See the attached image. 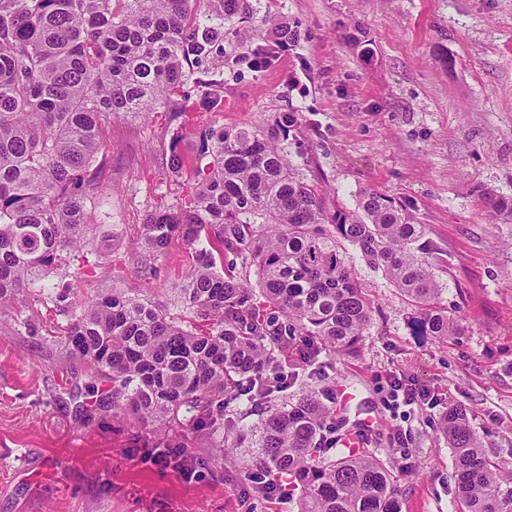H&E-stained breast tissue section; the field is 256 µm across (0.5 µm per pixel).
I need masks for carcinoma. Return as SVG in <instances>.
<instances>
[{
    "label": "carcinoma",
    "mask_w": 512,
    "mask_h": 512,
    "mask_svg": "<svg viewBox=\"0 0 512 512\" xmlns=\"http://www.w3.org/2000/svg\"><path fill=\"white\" fill-rule=\"evenodd\" d=\"M0 0V310L40 304L65 318L58 336L73 359L112 384V407L146 425L182 419L196 433L244 434L224 405L239 396L263 406L250 429L256 467L299 493V512H401L392 475L366 451L325 446L330 407L317 394L273 403L269 372L293 379L281 354L301 338L309 360L323 352L359 353L373 303L336 238L348 241L418 307L416 336L446 340L458 331L435 305L442 292L424 229L376 190L330 216L321 193L300 176L273 130L211 126L184 145L169 140L168 173L189 171L176 207L160 204L140 224H125L144 259L136 278L158 277L171 241L189 250L174 303L111 285L82 295L45 293L52 273L69 275L96 252L89 213L112 183L107 133L112 121L160 108L187 113L189 79L224 106V82L194 76L224 21L245 0ZM300 37L286 23L273 44L234 64H269L276 48ZM243 256L256 284L224 269ZM440 432L452 449L457 512H512V469L487 456L467 411L450 407Z\"/></svg>",
    "instance_id": "cac0c4a2"
}]
</instances>
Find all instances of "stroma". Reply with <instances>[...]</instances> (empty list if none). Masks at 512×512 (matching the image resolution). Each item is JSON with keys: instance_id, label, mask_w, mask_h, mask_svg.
I'll return each mask as SVG.
<instances>
[{"instance_id": "35a3bbf8", "label": "stroma", "mask_w": 512, "mask_h": 512, "mask_svg": "<svg viewBox=\"0 0 512 512\" xmlns=\"http://www.w3.org/2000/svg\"><path fill=\"white\" fill-rule=\"evenodd\" d=\"M248 2L249 19L225 21L204 63L224 79V107L202 105L194 90L187 133L264 129L292 114L283 146L329 211L374 189L424 226L438 304L460 324L445 341L413 335L412 303L339 241L374 304L360 352L307 364L289 351L295 379L275 397L331 396L337 381L351 382L377 418L363 448L392 473L401 512H455L452 451L438 431L448 406H465L486 454L512 467V215L482 204L486 192L512 199V0ZM282 17L299 27V42L265 68L232 66ZM169 139L164 111L113 124L112 187L100 192L94 223L137 224L156 203H179L190 181L168 177ZM101 259L111 277L88 283L75 269L72 287H138L126 240ZM15 318L0 314V512H298L295 497L262 491L214 455L220 431L183 434L192 477L155 465L159 433L102 407L110 386L67 356L57 316L41 312L37 336L10 330ZM396 381L432 405L390 406Z\"/></svg>"}]
</instances>
